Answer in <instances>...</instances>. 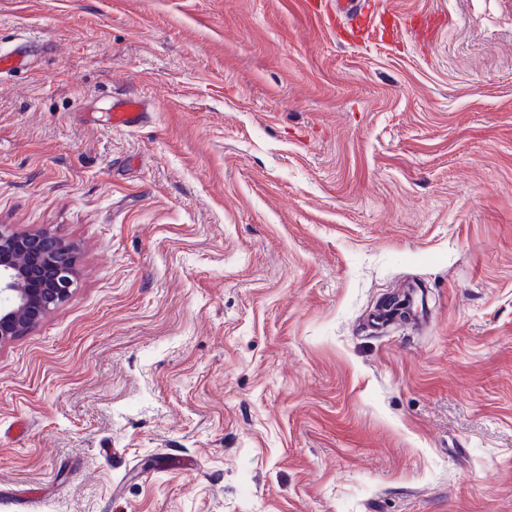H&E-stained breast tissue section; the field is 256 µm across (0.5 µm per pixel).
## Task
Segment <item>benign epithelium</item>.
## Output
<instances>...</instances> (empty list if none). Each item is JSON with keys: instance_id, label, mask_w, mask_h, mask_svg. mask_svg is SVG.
I'll use <instances>...</instances> for the list:
<instances>
[{"instance_id": "1", "label": "benign epithelium", "mask_w": 512, "mask_h": 512, "mask_svg": "<svg viewBox=\"0 0 512 512\" xmlns=\"http://www.w3.org/2000/svg\"><path fill=\"white\" fill-rule=\"evenodd\" d=\"M76 263L72 245L46 232L0 225V347L70 299Z\"/></svg>"}]
</instances>
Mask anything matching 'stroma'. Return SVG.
Instances as JSON below:
<instances>
[{"label": "stroma", "mask_w": 512, "mask_h": 512, "mask_svg": "<svg viewBox=\"0 0 512 512\" xmlns=\"http://www.w3.org/2000/svg\"><path fill=\"white\" fill-rule=\"evenodd\" d=\"M374 3L436 22L0 0V225L78 269L0 347L12 512H512V0ZM42 45L31 38L22 39L10 52L0 54V72H13L21 69L42 49ZM144 113V104L139 98L125 96L112 104V125L135 127L141 123Z\"/></svg>", "instance_id": "stroma-1"}]
</instances>
